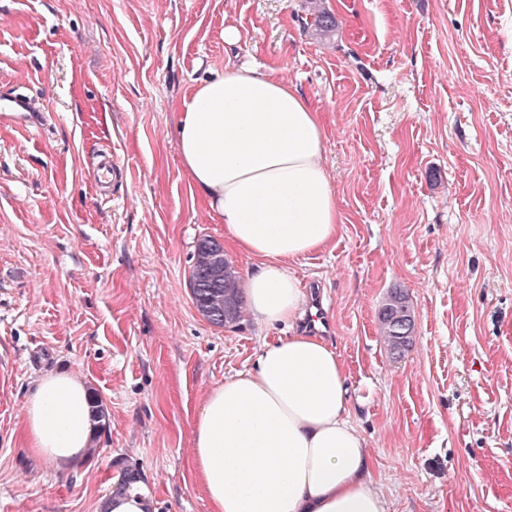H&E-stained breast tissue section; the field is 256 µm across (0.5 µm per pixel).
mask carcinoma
Masks as SVG:
<instances>
[{
    "mask_svg": "<svg viewBox=\"0 0 512 512\" xmlns=\"http://www.w3.org/2000/svg\"><path fill=\"white\" fill-rule=\"evenodd\" d=\"M311 27L324 38L336 31V18L321 0H308ZM213 240L198 241L190 269L189 288L192 300L211 324L217 327L232 326L240 322L245 311V293L240 273L228 256H223V273L212 277ZM380 336L391 356L402 358L412 345L415 316L407 293L393 288L378 310Z\"/></svg>",
    "mask_w": 512,
    "mask_h": 512,
    "instance_id": "obj_1",
    "label": "carcinoma"
}]
</instances>
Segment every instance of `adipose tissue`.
I'll return each instance as SVG.
<instances>
[{
	"instance_id": "adipose-tissue-1",
	"label": "adipose tissue",
	"mask_w": 512,
	"mask_h": 512,
	"mask_svg": "<svg viewBox=\"0 0 512 512\" xmlns=\"http://www.w3.org/2000/svg\"><path fill=\"white\" fill-rule=\"evenodd\" d=\"M178 132L183 167L226 240L259 261L246 285L252 318H299L290 266L340 222L318 112L295 86L232 67L184 100ZM345 395L339 355L311 335L265 345L254 369L211 387L192 429V466L211 512H389ZM94 425L84 381L66 371L39 378L26 403L29 448L66 467L85 457Z\"/></svg>"
}]
</instances>
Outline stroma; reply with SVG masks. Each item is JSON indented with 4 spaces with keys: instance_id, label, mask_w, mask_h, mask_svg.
I'll return each mask as SVG.
<instances>
[{
    "instance_id": "obj_1",
    "label": "stroma",
    "mask_w": 512,
    "mask_h": 512,
    "mask_svg": "<svg viewBox=\"0 0 512 512\" xmlns=\"http://www.w3.org/2000/svg\"><path fill=\"white\" fill-rule=\"evenodd\" d=\"M324 4L329 39L304 0H0V94L45 117L0 120V512H98L125 467L151 512H210L191 464L206 392L308 328L217 327L191 298L196 243L224 225L182 165L178 112L239 65L319 112L341 224L293 270L390 512H512V0ZM107 152L126 177L102 195ZM394 288L415 314L399 360L377 331ZM57 370L105 412L61 469L22 435ZM308 15L311 20V27L318 35L324 38L333 36L336 31V18L322 4L321 0H308Z\"/></svg>"
}]
</instances>
